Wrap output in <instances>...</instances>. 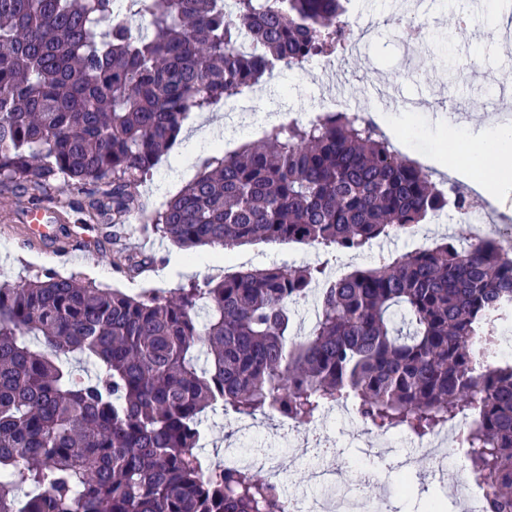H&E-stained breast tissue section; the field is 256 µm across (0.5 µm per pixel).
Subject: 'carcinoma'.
<instances>
[{
    "label": "carcinoma",
    "instance_id": "1",
    "mask_svg": "<svg viewBox=\"0 0 512 512\" xmlns=\"http://www.w3.org/2000/svg\"><path fill=\"white\" fill-rule=\"evenodd\" d=\"M347 12L348 0H0V185L35 200L59 175L92 180L84 226L145 214L132 187L191 114L345 50ZM466 205L369 119L323 112L215 149L144 230L215 254L256 241L360 253ZM97 247L130 279L154 264L107 234ZM315 288L317 324L295 336L291 306ZM510 301L512 258L489 237L338 278L273 265L169 296L54 272L0 282V512H284L253 468L201 474L202 415L301 427L347 403L372 430L417 437L477 413L466 481L489 512H512ZM72 355L98 371L76 376Z\"/></svg>",
    "mask_w": 512,
    "mask_h": 512
}]
</instances>
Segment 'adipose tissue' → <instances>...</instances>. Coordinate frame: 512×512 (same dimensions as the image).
Returning a JSON list of instances; mask_svg holds the SVG:
<instances>
[{
    "instance_id": "ef3b65f1",
    "label": "adipose tissue",
    "mask_w": 512,
    "mask_h": 512,
    "mask_svg": "<svg viewBox=\"0 0 512 512\" xmlns=\"http://www.w3.org/2000/svg\"><path fill=\"white\" fill-rule=\"evenodd\" d=\"M448 140L455 148L448 156L450 169H472L481 176L474 186L481 194L512 184V124L458 121L448 124Z\"/></svg>"
}]
</instances>
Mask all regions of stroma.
Masks as SVG:
<instances>
[{
  "label": "stroma",
  "instance_id": "stroma-1",
  "mask_svg": "<svg viewBox=\"0 0 512 512\" xmlns=\"http://www.w3.org/2000/svg\"><path fill=\"white\" fill-rule=\"evenodd\" d=\"M402 0H358L359 15L376 21L372 39L355 56L341 57L334 75L304 67L277 68L268 84L265 102L240 111L238 103H228L210 112L192 114L183 140L164 156L150 179L137 184L138 194L160 206L162 188L171 186L180 169L196 176L201 158L207 155L213 135H222L228 150L258 140L265 125L277 120H305L317 111L322 97L338 92H360L368 87L384 91L396 87L406 109L412 110L411 123H397L405 141L404 155L420 160L429 154L437 160L447 159L445 145L425 130L428 119L447 118L456 112L466 120H487L491 109L502 107L512 88V39H507L506 13L492 14L486 0H429L427 12L419 16L424 26L423 57L416 65L404 59L403 45L410 33L402 19ZM471 17V24H461V17ZM93 182L72 184L64 179L53 181L40 202L55 207L66 216H74L80 203L95 191ZM27 205L0 190V281H15L50 270L60 275L75 274L105 288H117L130 294L145 288L173 290L189 281L224 272L233 273L268 265L299 266L329 261L342 273L371 265V253L350 255L327 254L321 248L301 243L254 242L236 248L232 263L212 261L209 250H201L194 272L175 267V260L186 252L172 242L144 235L143 220L134 215L117 231L120 244L134 254L154 256L156 264L143 278L130 280L118 273L111 259L102 257L93 244V236L81 233L66 258L54 260L45 246L24 244L22 230L28 224ZM366 425L359 417L326 413L302 429L296 446H289L288 433L278 419L259 416L250 433L241 438L245 448H262L284 462V479L290 492L314 496L318 487L310 485L309 472L320 464L324 455L336 458L342 485H349L359 468L370 465L358 448L349 443L350 436L364 433ZM386 471L383 461L372 463Z\"/></svg>",
  "mask_w": 512,
  "mask_h": 512
}]
</instances>
